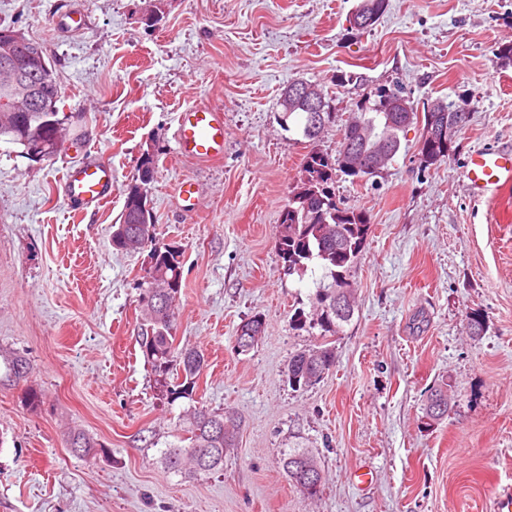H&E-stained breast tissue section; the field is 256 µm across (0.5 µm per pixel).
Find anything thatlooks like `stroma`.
Returning <instances> with one entry per match:
<instances>
[{
    "label": "stroma",
    "mask_w": 512,
    "mask_h": 512,
    "mask_svg": "<svg viewBox=\"0 0 512 512\" xmlns=\"http://www.w3.org/2000/svg\"><path fill=\"white\" fill-rule=\"evenodd\" d=\"M360 0H0V24L21 29L56 63L58 103L75 133L36 162L0 140V512H492L512 484V185L472 198L465 161L512 144V0H389L370 29L350 30ZM86 12L77 33L57 26ZM349 75L336 86L337 74ZM330 90L336 121L315 143L297 118L280 124L294 80ZM397 89L418 112L464 100L467 126L446 163L425 169L421 125L409 127L379 176L337 175V203L361 208L371 234L348 279L357 308L334 337L336 365L296 389L288 360L316 342L297 317L313 310L325 271L290 275L275 248L280 214L310 149L335 155L339 124L363 95ZM224 115V157L179 158L177 115ZM152 155L147 202L157 240L175 250L183 287L176 342L203 350L197 396L244 418L215 473L167 470L190 401L167 403L136 342L145 254L117 251L124 191ZM112 165V198L84 211L62 196L64 166ZM198 205L178 206L182 180ZM475 310L486 329L464 330ZM262 340L238 353L253 315ZM28 362L24 381L5 358ZM448 384L433 422L429 390ZM40 391L30 409L26 389ZM80 428L105 451L73 456ZM311 448L323 491L308 499L283 473V448ZM241 328H246L248 329L251 333H249L248 336H238V331H239V335L242 334V331L239 330V327L237 328V331H236V338H235V343L237 341V336L239 338H241V342L245 345V346H248L250 344V338L249 336L252 337L253 341L256 342V345L258 344V342L261 340L262 336L264 335V332H265V327H266V323H265V320H263L262 316L260 315H254L252 318H250L248 321L244 322L243 324H241ZM236 350L239 352V353H247L249 352L251 349L254 348L255 344H253L252 346L250 347H247L245 348L243 345H237L236 343Z\"/></svg>",
    "instance_id": "1"
}]
</instances>
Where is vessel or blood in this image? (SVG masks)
I'll list each match as a JSON object with an SVG mask.
<instances>
[{
  "mask_svg": "<svg viewBox=\"0 0 512 512\" xmlns=\"http://www.w3.org/2000/svg\"><path fill=\"white\" fill-rule=\"evenodd\" d=\"M178 154L195 161H217L224 155V118L207 106L185 108L175 131ZM467 186L473 197L491 198L499 187L512 184V148L494 151L477 149L469 157ZM62 195L82 209H96L112 195V166L88 160L67 166L62 178Z\"/></svg>",
  "mask_w": 512,
  "mask_h": 512,
  "instance_id": "obj_1",
  "label": "vessel or blood"
}]
</instances>
